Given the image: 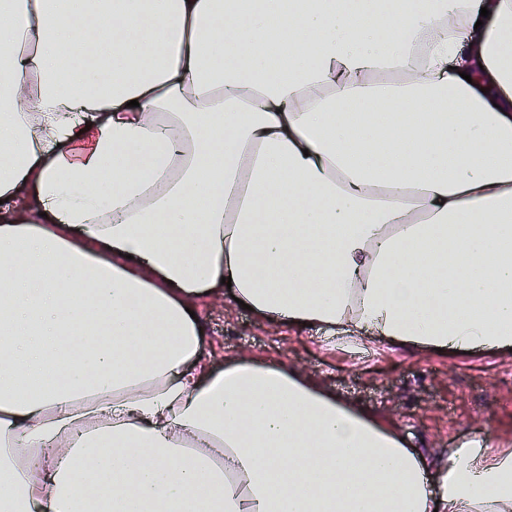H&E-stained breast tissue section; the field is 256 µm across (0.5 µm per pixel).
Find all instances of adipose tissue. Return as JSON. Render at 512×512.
<instances>
[{
    "instance_id": "adipose-tissue-1",
    "label": "adipose tissue",
    "mask_w": 512,
    "mask_h": 512,
    "mask_svg": "<svg viewBox=\"0 0 512 512\" xmlns=\"http://www.w3.org/2000/svg\"><path fill=\"white\" fill-rule=\"evenodd\" d=\"M226 290L512 348V0H0V512H512V449L210 371Z\"/></svg>"
}]
</instances>
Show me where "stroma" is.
<instances>
[{
	"label": "stroma",
	"mask_w": 512,
	"mask_h": 512,
	"mask_svg": "<svg viewBox=\"0 0 512 512\" xmlns=\"http://www.w3.org/2000/svg\"><path fill=\"white\" fill-rule=\"evenodd\" d=\"M201 352L220 371L228 359L272 364L365 408L408 447L444 460L479 438L512 448V352L407 349L369 338L351 353L326 344L315 327L281 328L238 307L229 295L198 301Z\"/></svg>",
	"instance_id": "stroma-1"
}]
</instances>
